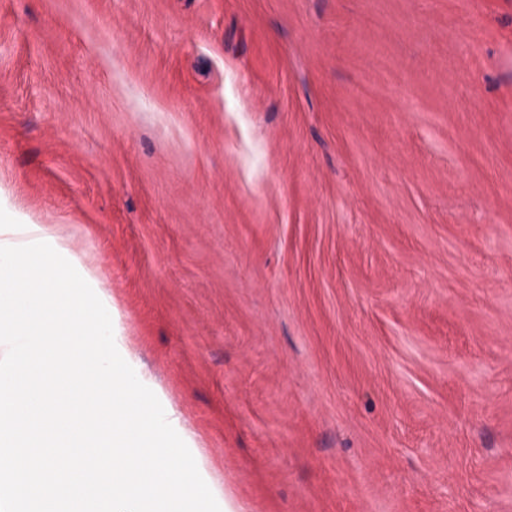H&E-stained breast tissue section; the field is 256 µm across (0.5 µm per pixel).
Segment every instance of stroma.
Masks as SVG:
<instances>
[{
  "label": "stroma",
  "mask_w": 512,
  "mask_h": 512,
  "mask_svg": "<svg viewBox=\"0 0 512 512\" xmlns=\"http://www.w3.org/2000/svg\"><path fill=\"white\" fill-rule=\"evenodd\" d=\"M0 187L244 512H512V0H0ZM44 236H53L56 244L60 248H65L68 250L70 255L76 257V260L79 261L81 267H83L87 274H89L90 278L96 281L99 289L106 296L108 303L112 306V308L116 307L120 316V318L118 316L119 335L117 336L116 342L120 343V345L124 347L128 356L134 363L142 365L140 368V374L143 376L142 380L157 384L152 374L147 371L144 365L141 363V360L132 344L130 336H128V329L124 314L121 312L114 298L107 294L102 288H100L96 272L91 267L87 254L74 251L64 240L54 234L50 225L34 224V222L25 218L19 212L2 208L0 205V243L27 242L34 240L35 238H42Z\"/></svg>",
  "instance_id": "stroma-1"
}]
</instances>
